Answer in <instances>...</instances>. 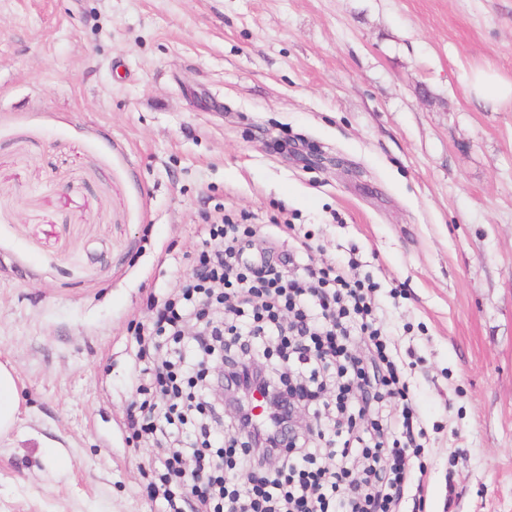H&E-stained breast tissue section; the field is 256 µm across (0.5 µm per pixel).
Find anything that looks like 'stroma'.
Here are the masks:
<instances>
[{
	"label": "stroma",
	"mask_w": 512,
	"mask_h": 512,
	"mask_svg": "<svg viewBox=\"0 0 512 512\" xmlns=\"http://www.w3.org/2000/svg\"><path fill=\"white\" fill-rule=\"evenodd\" d=\"M512 0H0V512H163L137 333L201 228L377 285L422 508L512 512ZM308 143L325 169L276 142ZM62 463L47 465L52 450ZM475 96L485 104H492L504 98H512V84L501 82L494 74L481 71L472 81ZM22 405L14 367L0 362V437L9 434L20 422Z\"/></svg>",
	"instance_id": "35a3bbf8"
}]
</instances>
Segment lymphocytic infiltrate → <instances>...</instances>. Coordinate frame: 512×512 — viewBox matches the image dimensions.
Here are the masks:
<instances>
[{
	"instance_id": "obj_1",
	"label": "lymphocytic infiltrate",
	"mask_w": 512,
	"mask_h": 512,
	"mask_svg": "<svg viewBox=\"0 0 512 512\" xmlns=\"http://www.w3.org/2000/svg\"><path fill=\"white\" fill-rule=\"evenodd\" d=\"M203 232L201 276L184 279L157 309L140 356L181 344L185 324L202 323L223 338L224 362L244 382L243 412L225 417L227 434L216 440L188 415L207 405L188 390L203 377L202 363L154 367L149 397L129 426L170 445L160 478L168 512H182L177 500L191 498L198 512H396L405 496L423 500L412 462L421 432L405 369L375 323L372 285L333 264L288 277L292 254L252 253L255 230L246 224H207ZM356 341L370 360L352 357ZM256 387L277 398L329 387L334 399L324 404L321 431L289 436L287 407L257 424L245 414Z\"/></svg>"
}]
</instances>
